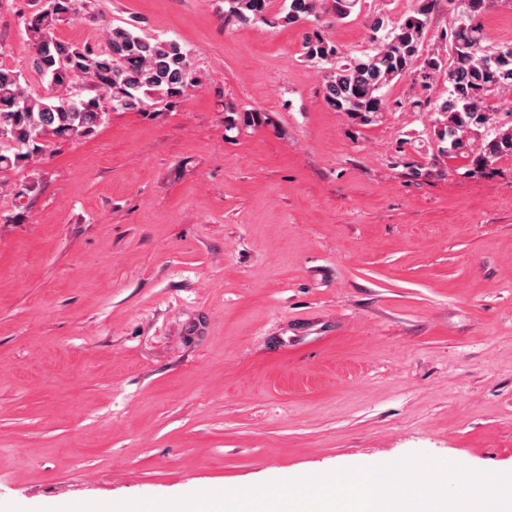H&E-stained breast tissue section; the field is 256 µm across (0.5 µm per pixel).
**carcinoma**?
Instances as JSON below:
<instances>
[{
    "mask_svg": "<svg viewBox=\"0 0 512 512\" xmlns=\"http://www.w3.org/2000/svg\"><path fill=\"white\" fill-rule=\"evenodd\" d=\"M358 2L288 0L282 21L300 22L319 4L340 21ZM225 3L226 22L263 21L271 9V0ZM445 3L456 10V21L445 32L453 59L425 60L426 76L448 75V97L437 107L442 116L439 136L448 139L451 151L472 140L479 143L472 164L483 169L512 155V124L497 123L489 104L495 93L512 90V43L486 45L479 17L498 3L512 8V0H418L413 14L387 32L374 54L349 58L334 42L314 33L304 43L305 57L327 66L325 99L330 107L372 122L387 109L380 90L412 73L430 17ZM81 10L93 15L92 0H37L24 17L32 65L48 80V93L27 94L22 72L0 64V172L27 166L55 138L78 140L91 134L111 112H146L154 100L172 104L198 83L187 52L173 40L150 41L121 26L107 31L101 48L60 39L59 26Z\"/></svg>",
    "mask_w": 512,
    "mask_h": 512,
    "instance_id": "cac0c4a2",
    "label": "carcinoma"
}]
</instances>
